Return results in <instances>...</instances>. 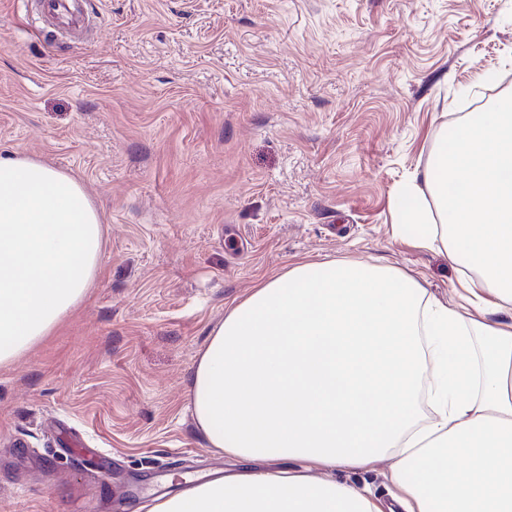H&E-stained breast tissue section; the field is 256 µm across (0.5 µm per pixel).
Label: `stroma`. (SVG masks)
Here are the masks:
<instances>
[{
    "label": "stroma",
    "mask_w": 512,
    "mask_h": 512,
    "mask_svg": "<svg viewBox=\"0 0 512 512\" xmlns=\"http://www.w3.org/2000/svg\"><path fill=\"white\" fill-rule=\"evenodd\" d=\"M90 3L74 42L0 0V156L80 179L104 232L86 299L0 366V512H143L169 478L237 470L189 381L271 272L386 264L454 299L391 200L449 114L512 95V0Z\"/></svg>",
    "instance_id": "1"
}]
</instances>
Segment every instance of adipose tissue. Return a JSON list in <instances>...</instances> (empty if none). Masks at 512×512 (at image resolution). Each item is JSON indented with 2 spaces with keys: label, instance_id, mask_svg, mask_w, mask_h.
Listing matches in <instances>:
<instances>
[{
  "label": "adipose tissue",
  "instance_id": "ef3b65f1",
  "mask_svg": "<svg viewBox=\"0 0 512 512\" xmlns=\"http://www.w3.org/2000/svg\"><path fill=\"white\" fill-rule=\"evenodd\" d=\"M392 211L397 238L459 268L460 304L380 264L264 277L189 383L208 447L248 467L147 512H385L332 477L381 465L398 512H512V96L440 129ZM102 247L79 179L0 157V366L85 298Z\"/></svg>",
  "mask_w": 512,
  "mask_h": 512
}]
</instances>
